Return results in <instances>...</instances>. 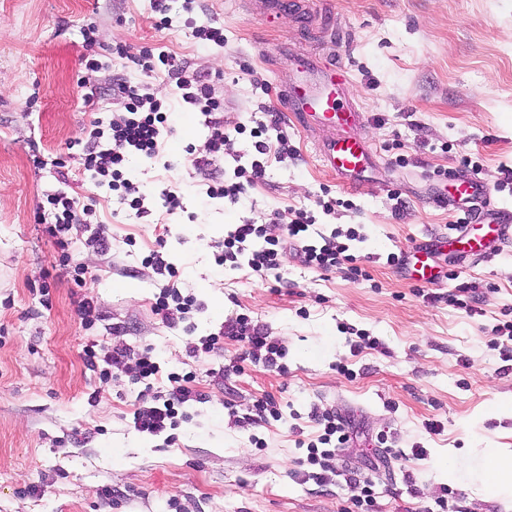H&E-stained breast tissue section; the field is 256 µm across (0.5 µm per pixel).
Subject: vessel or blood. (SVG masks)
Instances as JSON below:
<instances>
[{
  "instance_id": "1",
  "label": "vessel or blood",
  "mask_w": 512,
  "mask_h": 512,
  "mask_svg": "<svg viewBox=\"0 0 512 512\" xmlns=\"http://www.w3.org/2000/svg\"><path fill=\"white\" fill-rule=\"evenodd\" d=\"M294 64L297 79L281 95L285 111L294 113L309 129L330 130L331 138L318 145L323 166L343 182L363 181L376 165V153L367 139L355 133L364 115L345 100L351 82L345 56L323 64L306 56ZM451 186L459 198L490 194L489 187L472 174L455 175ZM456 241L462 253L473 258L494 254L512 241V210L487 209L474 225H460Z\"/></svg>"
}]
</instances>
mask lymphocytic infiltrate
Listing matches in <instances>:
<instances>
[{"label": "lymphocytic infiltrate", "mask_w": 512, "mask_h": 512, "mask_svg": "<svg viewBox=\"0 0 512 512\" xmlns=\"http://www.w3.org/2000/svg\"><path fill=\"white\" fill-rule=\"evenodd\" d=\"M169 70L177 80L183 102L198 107L207 118L211 134L200 156L193 160L196 169H205L221 153L228 137L222 115L224 107L215 97L213 87L203 82L200 76L189 74L187 67L173 62ZM118 90L127 100L126 116L113 121L108 128L94 127L89 133L90 138L107 139L109 146L104 150L88 149L81 161L85 170L107 180L113 190L130 196L135 208L139 209L143 206V198L138 186L125 178V163L133 155L146 160L158 155L162 134L169 128L168 114L162 102L144 93L141 87L122 84ZM278 126L279 121L274 118L269 125L255 128L252 133L255 153L249 166L238 167L233 181L208 186L206 194L209 198L238 202L248 186L263 178L268 151L265 135L268 129H277ZM47 202L54 210L55 222L47 226L46 232L53 238L58 249L61 266L67 267L72 262L70 232L78 224L80 216H93L94 211L90 205L81 203L79 198L62 191L48 197ZM312 222V217L301 211L292 224L282 229L274 224L233 225L225 235L215 261L220 265L227 263L234 267L245 265L253 272L268 274L279 270L281 256L289 245L298 242L302 245L301 256L307 266L321 270L345 266L353 275H361L362 270L357 266L355 256L349 254L346 244L336 242L332 237L324 239L319 246L305 243L304 237ZM148 260L156 273L169 281L156 300V314L171 325L186 322L195 301L192 296L182 295L178 288L171 286V279L177 276L176 268L158 250L152 251ZM227 338L244 342V357L255 365L275 368L284 356L278 341L252 324L249 317L243 314L227 319L217 333L201 338L200 350L210 353L220 348ZM84 355L87 366L100 369L103 377L128 372L135 382L141 383L139 396L146 399L147 404L134 411L132 416V425L138 432L156 436L175 427L180 408L200 398L199 393L190 385L191 375L177 372L168 374L170 387L166 394L151 395L148 386L160 372V366L151 352L146 351L134 357L126 349L116 348L101 357L94 348L89 347L85 349ZM320 424L323 432L317 442L308 444L306 461L309 465L319 467L321 473L325 474L332 470L331 461L336 449L345 447L351 437L346 422L339 415H323Z\"/></svg>", "instance_id": "1"}]
</instances>
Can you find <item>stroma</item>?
<instances>
[{
    "instance_id": "1",
    "label": "stroma",
    "mask_w": 512,
    "mask_h": 512,
    "mask_svg": "<svg viewBox=\"0 0 512 512\" xmlns=\"http://www.w3.org/2000/svg\"><path fill=\"white\" fill-rule=\"evenodd\" d=\"M167 6L163 25L151 0H0V512H348L359 472L374 482L376 512H423L447 487L448 512H512V495L482 493L484 454L512 452V341L500 335L512 325V245L479 260L445 249L455 277L432 284L399 262L462 215L432 199L442 172L476 167L512 210V189L499 187L512 169V0H306L302 15L263 0ZM204 22L223 27V45L194 37ZM338 31L350 43L349 98L369 117L357 133L378 154L359 187L323 166L316 145L328 131L280 104L293 57L330 60ZM145 51L149 74L133 62ZM164 54L208 80L225 121L243 128L210 176L188 155L209 137L206 117L182 101ZM120 80L176 114L157 160L127 162L147 195L142 216L80 164L84 127L125 113ZM273 117L292 155L270 152L244 202L206 198L207 179L233 180L254 153L251 130ZM63 188L96 208L71 248L83 288L44 231L47 198ZM165 189L181 197L175 214ZM301 210L316 219L312 243L358 230L349 251L363 277L307 267L292 249L276 277L217 266L232 225L284 227ZM100 228L105 254L85 244ZM158 248L196 300L189 325L154 311L165 280L146 258ZM85 300L99 315L91 326L78 313ZM237 314L278 340L282 369L241 361L243 343L229 339L192 357ZM365 336L377 347H362ZM89 345L152 351L155 392L168 373L189 372L203 399L169 436L139 433V385L90 371ZM235 359L240 370L225 371ZM268 396L282 417L256 421ZM328 412L356 438L337 449L333 480L319 482L306 476L307 445Z\"/></svg>"
}]
</instances>
